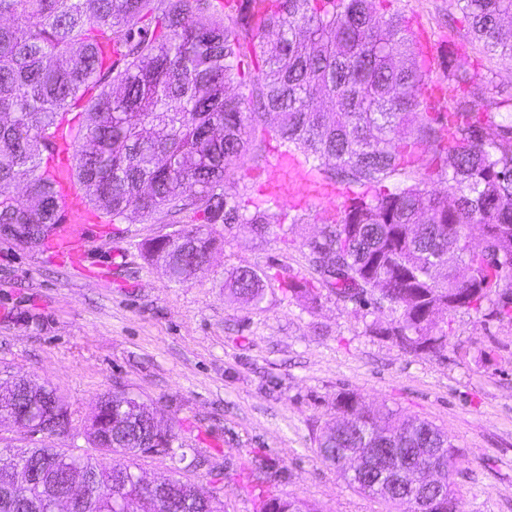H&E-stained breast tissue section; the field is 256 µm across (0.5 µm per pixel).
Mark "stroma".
I'll return each instance as SVG.
<instances>
[{
    "mask_svg": "<svg viewBox=\"0 0 512 512\" xmlns=\"http://www.w3.org/2000/svg\"><path fill=\"white\" fill-rule=\"evenodd\" d=\"M429 49L447 53L463 27L450 0H392ZM261 164L240 162L234 178L249 206L267 200L268 172L282 161L277 142ZM354 196L310 200L302 224L272 226L265 238L215 225L210 262L169 281L140 245L172 232L138 215L105 231L96 280L40 246L0 238V369L50 383L70 404L69 433L45 437L11 426L0 436L19 448L86 446L84 426L104 393L131 392L153 403L160 423L180 421L188 448L208 460L197 469L163 457L139 466L152 480L187 479L211 490L210 467L229 473L217 490L224 512H257L255 485L319 512H390L349 488L316 452L336 396L352 392L364 407L389 406L447 430L459 452L452 474L461 512H512V324L449 315L452 331L438 355L409 353L366 331L363 309L321 290L317 304L278 283L307 275L305 241ZM251 266L268 277L261 307L229 302L224 275Z\"/></svg>",
    "mask_w": 512,
    "mask_h": 512,
    "instance_id": "obj_1",
    "label": "stroma"
}]
</instances>
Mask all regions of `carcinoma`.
Masks as SVG:
<instances>
[{
    "label": "carcinoma",
    "mask_w": 512,
    "mask_h": 512,
    "mask_svg": "<svg viewBox=\"0 0 512 512\" xmlns=\"http://www.w3.org/2000/svg\"><path fill=\"white\" fill-rule=\"evenodd\" d=\"M383 2L0 0V226L20 224L21 235L41 242L63 221L50 169L66 143V179L88 213L110 224L136 213L183 225L143 244L179 282L183 267L207 262L214 248L205 224L262 238L272 224L305 222L277 205L248 211L230 180L271 138L327 180L366 189L307 241L310 277L284 282L290 296L313 304L321 287L360 307H386L387 326L374 319L366 330L414 354L446 348L450 313L512 323V84L481 81L456 63L473 42L512 62V0H453L465 34L448 45L444 108L429 93L431 70L408 17ZM233 84L239 92H229ZM321 97L333 111L318 109ZM435 180L446 193L428 188ZM266 288L267 276L249 266L224 279L232 297L255 308ZM24 402L34 418L64 420L70 410L54 390L0 371V425L2 412ZM101 403L85 435L98 451L126 458L119 475L78 448L5 445L0 454L94 475L80 512H223L218 499L189 508L186 494L163 498L143 485L139 459L182 461L185 444L172 426L153 433L156 412L138 395L107 394ZM385 436L403 454L423 439L442 449L447 479L457 467L437 425L365 411L349 392L336 396V423L318 437V455L359 493L416 512L410 498L352 474L357 455ZM8 484L0 472V512H51L35 484L3 500ZM259 512L317 508L268 488Z\"/></svg>",
    "instance_id": "carcinoma-1"
}]
</instances>
